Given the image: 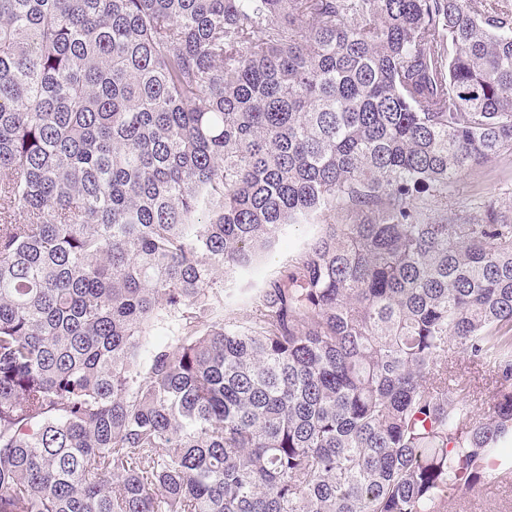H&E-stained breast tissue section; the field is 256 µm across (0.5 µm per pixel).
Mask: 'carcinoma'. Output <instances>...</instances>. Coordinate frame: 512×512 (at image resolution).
<instances>
[{
    "label": "carcinoma",
    "mask_w": 512,
    "mask_h": 512,
    "mask_svg": "<svg viewBox=\"0 0 512 512\" xmlns=\"http://www.w3.org/2000/svg\"><path fill=\"white\" fill-rule=\"evenodd\" d=\"M502 155L512 0H0V512H448L512 475V217L438 213ZM319 227L318 224L287 226L272 250L248 274L224 281V288H231L233 294L231 299L224 298V315L241 318L249 309L250 297L256 288H263L266 282L278 276L303 245L317 235Z\"/></svg>",
    "instance_id": "obj_1"
}]
</instances>
